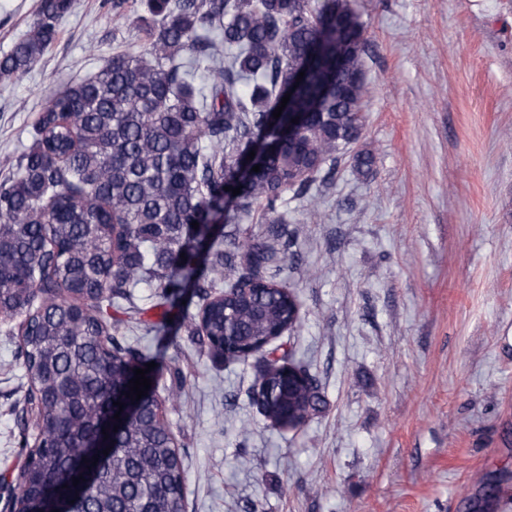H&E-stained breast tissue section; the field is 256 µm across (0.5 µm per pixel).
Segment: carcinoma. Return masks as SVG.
<instances>
[{
	"label": "carcinoma",
	"mask_w": 512,
	"mask_h": 512,
	"mask_svg": "<svg viewBox=\"0 0 512 512\" xmlns=\"http://www.w3.org/2000/svg\"><path fill=\"white\" fill-rule=\"evenodd\" d=\"M127 2L112 0V12L144 25L145 52L114 56L59 90L0 181V306L20 318L38 441L18 471L14 512H183L186 471L156 390L118 433H102L134 369L156 363L157 382L171 372L117 341L108 310H138L140 289L151 288L168 313L189 292L202 301L185 314L199 321L201 346L224 344L230 361L260 353L299 323L301 304L278 280L295 263L292 232L281 219L240 233V271L224 288V234L201 220L230 207L276 214L286 190L314 203L313 185L363 127L353 0H147L150 17L135 19ZM73 6L41 0L29 31L0 55V80L39 62ZM299 71L302 84L272 121ZM290 112L309 113L291 140ZM267 147L260 171L241 176L238 156ZM320 402L315 380L290 392L272 374L262 416L290 407L303 425ZM106 447L91 465V450Z\"/></svg>",
	"instance_id": "1"
}]
</instances>
